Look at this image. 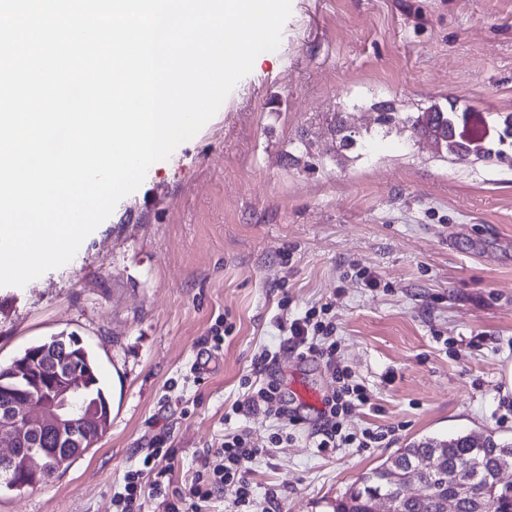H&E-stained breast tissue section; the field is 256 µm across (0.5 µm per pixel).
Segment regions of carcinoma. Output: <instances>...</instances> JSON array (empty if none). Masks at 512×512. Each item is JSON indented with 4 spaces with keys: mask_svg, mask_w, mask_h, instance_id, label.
Listing matches in <instances>:
<instances>
[{
    "mask_svg": "<svg viewBox=\"0 0 512 512\" xmlns=\"http://www.w3.org/2000/svg\"><path fill=\"white\" fill-rule=\"evenodd\" d=\"M370 109L376 112L378 129L389 131L403 125L411 138H424L431 142L437 153L447 156L472 154L486 163L512 164V154L501 144L486 143L479 149L470 145V139L459 131L465 113L454 106L438 103L421 107L410 116H401L387 100L375 101ZM339 147L345 150L363 146L364 135L357 131L336 127ZM28 363L31 375L43 374L57 367L65 372L77 373L86 387V396L99 419L108 423L111 403L100 385L98 367L91 352L80 343L75 334L59 333L25 348L12 363ZM105 430L95 426L91 438L82 448H62L43 459L39 482L44 483L55 474L67 469L97 442ZM468 464L466 482L462 490L448 482L457 463ZM512 469V441H500L488 435L477 442L472 435L460 433L447 439L424 437L398 449L375 468L360 477L332 504L333 512H373L380 496L397 501V512H442V501L452 495L457 498L458 512H512V483L503 484L497 476ZM408 475V481L421 485L422 493L416 497L402 496V490L392 480L394 472Z\"/></svg>",
    "mask_w": 512,
    "mask_h": 512,
    "instance_id": "1",
    "label": "carcinoma"
}]
</instances>
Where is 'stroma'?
<instances>
[{
  "instance_id": "1",
  "label": "stroma",
  "mask_w": 512,
  "mask_h": 512,
  "mask_svg": "<svg viewBox=\"0 0 512 512\" xmlns=\"http://www.w3.org/2000/svg\"><path fill=\"white\" fill-rule=\"evenodd\" d=\"M457 102L468 132L512 113V0H292L216 114L82 242L67 264L0 287V364L60 332L94 354L112 406L101 439L63 473L1 494L0 512H114L126 471L164 439L172 487L225 433L262 437L263 414L227 417L253 356L275 353L285 391L328 395L325 363L282 344L277 320L329 305L336 360L371 395L344 420L395 427L378 448H312L317 409L258 457L257 501L331 512L348 486L423 437L512 441V166L445 160L367 109ZM371 130L337 150L336 121ZM376 279L366 287L364 276ZM233 328L222 342L211 329Z\"/></svg>"
}]
</instances>
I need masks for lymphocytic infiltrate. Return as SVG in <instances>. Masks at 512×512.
Returning a JSON list of instances; mask_svg holds the SVG:
<instances>
[{"mask_svg": "<svg viewBox=\"0 0 512 512\" xmlns=\"http://www.w3.org/2000/svg\"><path fill=\"white\" fill-rule=\"evenodd\" d=\"M329 306L308 309L303 316L279 320L277 328L284 344L301 358L320 360L332 367L336 387L324 400L321 425L311 432L313 445L318 450L348 446L377 448L387 438L386 432L365 430L361 433H343L340 415L354 407L367 405L371 396L367 389L351 378L348 369L336 364V324L329 316ZM273 359L270 351H262L252 361L249 372L240 379L248 392L246 400L234 402L231 414L261 413L275 418L278 428L262 439L243 431L226 435L221 448L207 452L202 466L196 470L190 483L183 489H171L166 477L172 471L174 453L163 442H155L138 467L124 476L122 492L114 499L117 512H141L146 500L159 501L162 512H196L199 504L215 497L227 484H236L234 512H272L275 499H268L265 508H257L252 484L248 478L251 463L268 449L279 447L293 439L300 419L289 410L281 388L265 374Z\"/></svg>", "mask_w": 512, "mask_h": 512, "instance_id": "f902f5d3", "label": "lymphocytic infiltrate"}]
</instances>
